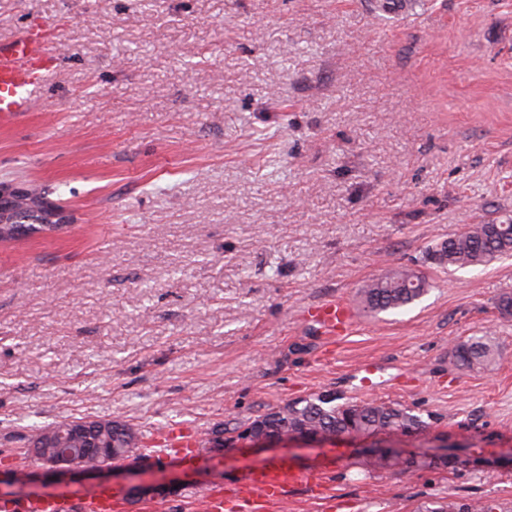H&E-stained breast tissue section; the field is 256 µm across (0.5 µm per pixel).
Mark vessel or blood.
Listing matches in <instances>:
<instances>
[{
    "mask_svg": "<svg viewBox=\"0 0 512 512\" xmlns=\"http://www.w3.org/2000/svg\"><path fill=\"white\" fill-rule=\"evenodd\" d=\"M51 36L36 27L6 44L0 43V120L30 111L38 93L54 69ZM307 319L324 335L348 330L352 325L349 306L327 300L307 308ZM151 456L163 462L171 457L192 460L202 446L199 429L174 425L153 441ZM308 483L320 492L318 482H306L304 475L287 460L258 466L208 488L201 496L202 512H271L280 504L288 487ZM127 503L108 487H95L75 501L53 496L0 498V512H126Z\"/></svg>",
    "mask_w": 512,
    "mask_h": 512,
    "instance_id": "obj_1",
    "label": "vessel or blood"
}]
</instances>
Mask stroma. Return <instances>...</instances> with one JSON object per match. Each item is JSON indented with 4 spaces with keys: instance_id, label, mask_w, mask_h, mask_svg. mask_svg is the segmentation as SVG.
Returning <instances> with one entry per match:
<instances>
[{
    "instance_id": "35a3bbf8",
    "label": "stroma",
    "mask_w": 512,
    "mask_h": 512,
    "mask_svg": "<svg viewBox=\"0 0 512 512\" xmlns=\"http://www.w3.org/2000/svg\"><path fill=\"white\" fill-rule=\"evenodd\" d=\"M0 0V41L56 36L32 112L0 123V182L71 218L0 241V473L30 468L32 427L89 417L153 436L218 430L330 392L432 415L416 437L324 448L202 450L115 467L128 512H199L219 477L290 456L325 497L276 512H512V256L464 269L433 240L512 218V0ZM430 283L369 316L391 269ZM350 305L335 340L312 304ZM493 336L488 372L448 360ZM376 363L390 385L367 390ZM447 443L494 470L367 468L375 451ZM138 483L163 485L155 497Z\"/></svg>"
}]
</instances>
